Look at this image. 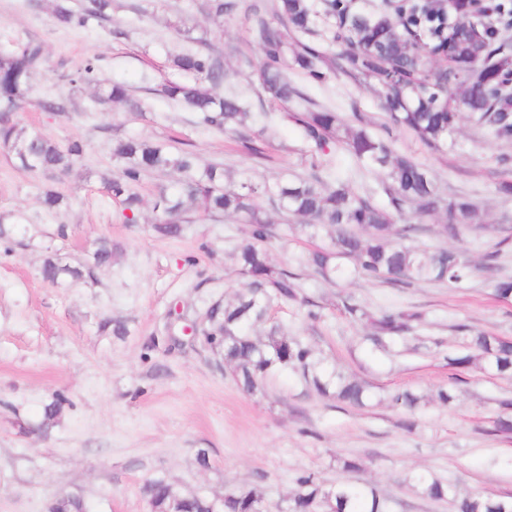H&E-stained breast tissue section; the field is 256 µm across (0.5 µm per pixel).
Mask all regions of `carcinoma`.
Returning <instances> with one entry per match:
<instances>
[{
  "label": "carcinoma",
  "instance_id": "carcinoma-1",
  "mask_svg": "<svg viewBox=\"0 0 512 512\" xmlns=\"http://www.w3.org/2000/svg\"><path fill=\"white\" fill-rule=\"evenodd\" d=\"M238 0H205L203 10L215 24L233 12ZM112 0H82L73 9L68 0H55L53 17L57 24L87 27L109 19ZM487 7L476 0H452L444 7L426 0H407L391 14L386 10L358 8L353 0H324V15L335 20L331 42L340 47L336 64L347 77L374 83L379 103L387 118L385 132L406 129L425 146L440 150L453 141L462 114L496 139L512 141V43L484 24ZM247 15L252 23V39L262 55L260 81L262 96L286 105L295 99L308 101L288 80V56L303 69L318 75L320 52L299 39L288 41V32L316 33L317 12L313 0H251ZM43 62L42 47L28 42L12 50L0 51V147L23 171L51 178L73 169L83 154L77 141L62 147L42 132L22 125L15 110L23 102ZM173 67L187 76L182 82H167L161 93L188 108L194 123L218 132L231 131L248 155L257 154L251 132L271 129L276 116L268 112H248L235 96H220L215 89L233 76L226 68L224 54L211 43L199 40L197 47L173 59ZM74 82L93 89L98 105L109 109L128 98L126 88L99 75L97 59H89ZM356 124L343 122L338 113L321 109L292 112L293 120L307 143L324 151L334 142L354 158L359 167L383 174L376 191L353 188L350 178L324 176L312 168L304 176L279 178L269 182L226 183L224 165L202 164L186 148L140 138L120 139L113 156L121 162L118 172L104 181L107 194L129 211L126 222H136L142 205L138 188L153 173L176 176L174 189L161 186L153 197L155 219L152 229L161 236L177 237L191 216L210 218L242 216L249 226V240L236 254L239 273L246 287L232 299L212 306L206 314L209 327L202 341L211 350L224 354V361L236 372L248 392L268 378L291 374L312 386L320 395L350 406H363L370 399V386L327 364L314 346L268 324L269 309L276 302L298 299L300 275L274 265L267 245L275 237L268 218L272 209L293 221L292 229L322 245L309 254L307 265L313 275L335 284L355 277L372 282L410 287L434 282L450 286L471 279L474 267L456 249L422 248L416 240L432 231L425 218L444 216L438 233L460 240L469 232L491 231L494 226L481 221V209L462 195L445 196L434 174L409 157L394 152L391 137L367 130L366 117L351 113ZM64 197L52 189L42 195L49 215L56 214ZM415 209L418 221L395 224L393 217ZM19 214L0 213V243H13ZM498 252L485 256L482 268L495 279L499 300L512 302V279L498 278ZM112 263V243L101 239L93 251V263L73 267L49 253L42 261L40 275L52 285L91 278L98 268ZM344 314L371 328L374 347L387 338L412 331L419 315L402 309L369 313L361 305L343 301ZM476 351L458 355L451 364L466 369L481 362L487 373L512 377V340L485 331H476L468 340ZM420 397L410 390L393 393L390 403L412 411ZM68 399L53 395L43 407L40 428L47 429L58 418ZM415 487L428 498L448 500L455 512H512V495L460 497L453 485L431 475L414 477ZM144 490L156 512H164L169 500L179 499L173 512H208L205 497L184 495L163 481L148 482ZM278 508L283 512H387L388 505L375 487L355 478L329 486L314 474L296 479V490ZM267 500L245 486L224 494V512H268ZM49 512H83L82 500L74 495L55 499Z\"/></svg>",
  "mask_w": 512,
  "mask_h": 512
}]
</instances>
